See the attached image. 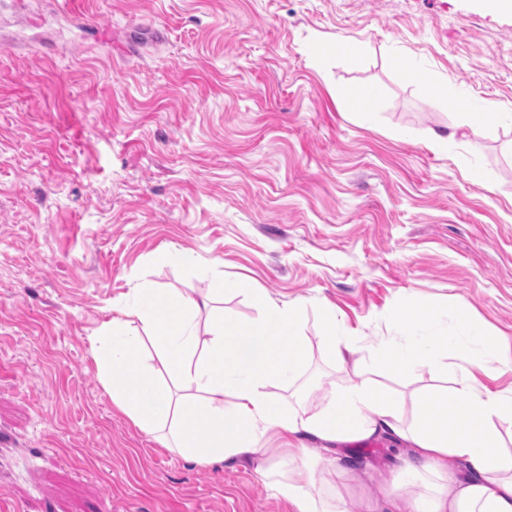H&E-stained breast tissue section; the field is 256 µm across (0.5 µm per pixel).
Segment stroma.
Returning <instances> with one entry per match:
<instances>
[{
	"label": "stroma",
	"instance_id": "stroma-1",
	"mask_svg": "<svg viewBox=\"0 0 512 512\" xmlns=\"http://www.w3.org/2000/svg\"><path fill=\"white\" fill-rule=\"evenodd\" d=\"M345 45L348 56L336 52ZM364 91L362 118L352 88ZM512 12L484 0H0V512H294L249 461L197 465L104 390L92 339L137 289L305 302L320 414L393 312L471 320L512 359ZM456 131L438 149L434 133ZM358 352L322 346L325 311ZM416 394L444 375L378 373ZM389 436L343 492L388 491ZM480 106L479 102L474 99H462L457 102L459 112L469 119H477L483 122L496 121V122H508L512 125V113L504 112H473Z\"/></svg>",
	"mask_w": 512,
	"mask_h": 512
}]
</instances>
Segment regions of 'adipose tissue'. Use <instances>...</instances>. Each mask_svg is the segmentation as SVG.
Returning a JSON list of instances; mask_svg holds the SVG:
<instances>
[{
	"mask_svg": "<svg viewBox=\"0 0 512 512\" xmlns=\"http://www.w3.org/2000/svg\"><path fill=\"white\" fill-rule=\"evenodd\" d=\"M262 316L249 327L216 318L199 336L190 318L202 301L140 289L119 316L104 324L93 356L113 403L134 426L174 443L188 462L250 459L269 477L273 467L261 444L277 430L282 447L303 451V436L322 443L321 473L310 465L276 481L277 494L296 512H348L334 482L347 477L342 446L392 433L400 443L399 478L378 512H512V451L499 426H512V395L487 390L477 371L498 369L494 339L471 321L448 323L426 312L401 341L381 345L358 381L334 393L316 416L278 409L271 393L292 386L305 361L301 340L305 302L278 305L258 299ZM255 346L242 352V339ZM450 376L453 393L420 397L413 421L400 400L371 378L374 370Z\"/></svg>",
	"mask_w": 512,
	"mask_h": 512,
	"instance_id": "1",
	"label": "adipose tissue"
}]
</instances>
